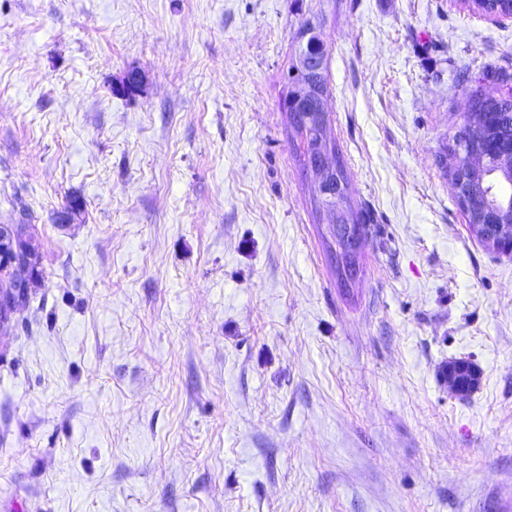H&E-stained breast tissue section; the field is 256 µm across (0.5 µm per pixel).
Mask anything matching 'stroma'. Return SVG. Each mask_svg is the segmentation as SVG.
<instances>
[{"label":"stroma","mask_w":512,"mask_h":512,"mask_svg":"<svg viewBox=\"0 0 512 512\" xmlns=\"http://www.w3.org/2000/svg\"><path fill=\"white\" fill-rule=\"evenodd\" d=\"M308 19L374 216L347 289L283 109ZM465 67L512 73V18L0 0V224L44 271L0 324V512H512V257L444 154Z\"/></svg>","instance_id":"obj_1"}]
</instances>
